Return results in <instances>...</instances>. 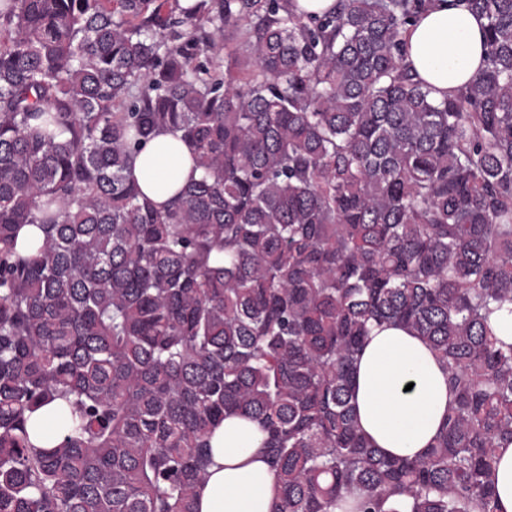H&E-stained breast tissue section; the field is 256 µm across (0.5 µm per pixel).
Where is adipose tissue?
Wrapping results in <instances>:
<instances>
[{"mask_svg":"<svg viewBox=\"0 0 512 512\" xmlns=\"http://www.w3.org/2000/svg\"><path fill=\"white\" fill-rule=\"evenodd\" d=\"M485 18L438 0L404 34L406 62L435 98L457 93L485 66ZM132 175L156 203L172 199L198 178L192 152L179 134L156 132L144 142ZM452 395L442 363L429 344L409 329L385 325L372 330L355 363L353 404L357 423L380 452L414 458L438 434ZM68 406L62 401L33 414L29 440L51 447ZM256 422L226 416L210 437L209 477L196 493L199 512H269L275 477L261 452Z\"/></svg>","mask_w":512,"mask_h":512,"instance_id":"obj_1","label":"adipose tissue"}]
</instances>
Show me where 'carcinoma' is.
<instances>
[{"label": "carcinoma", "mask_w": 512, "mask_h": 512, "mask_svg": "<svg viewBox=\"0 0 512 512\" xmlns=\"http://www.w3.org/2000/svg\"><path fill=\"white\" fill-rule=\"evenodd\" d=\"M432 2L0 0V512H197L230 413L263 434L270 512H494L512 0H459L487 20L486 65L440 101L402 38ZM159 130L200 170L162 209L130 176ZM375 324L448 373L419 458L356 424ZM56 399L71 419L37 448L27 423Z\"/></svg>", "instance_id": "obj_1"}]
</instances>
